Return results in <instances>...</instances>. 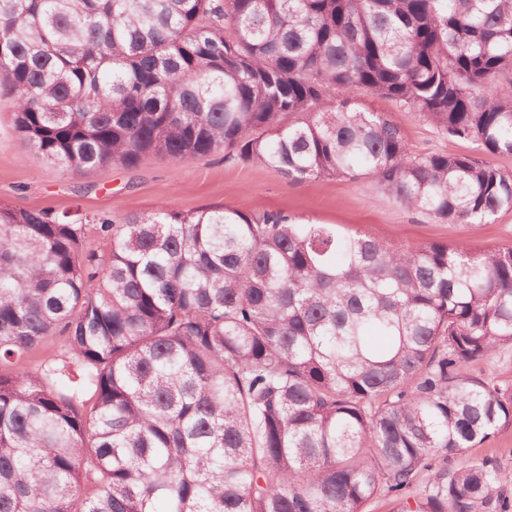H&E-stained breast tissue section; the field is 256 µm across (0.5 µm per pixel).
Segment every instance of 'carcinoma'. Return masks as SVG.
I'll use <instances>...</instances> for the list:
<instances>
[{
  "mask_svg": "<svg viewBox=\"0 0 512 512\" xmlns=\"http://www.w3.org/2000/svg\"><path fill=\"white\" fill-rule=\"evenodd\" d=\"M0 90L68 172L224 149L437 222L512 210V0H0ZM359 95L480 155L416 154ZM94 230L0 204V512H512L491 461L403 498L512 425L465 373L512 346V248L232 208ZM50 336L71 360L29 372Z\"/></svg>",
  "mask_w": 512,
  "mask_h": 512,
  "instance_id": "carcinoma-1",
  "label": "carcinoma"
}]
</instances>
